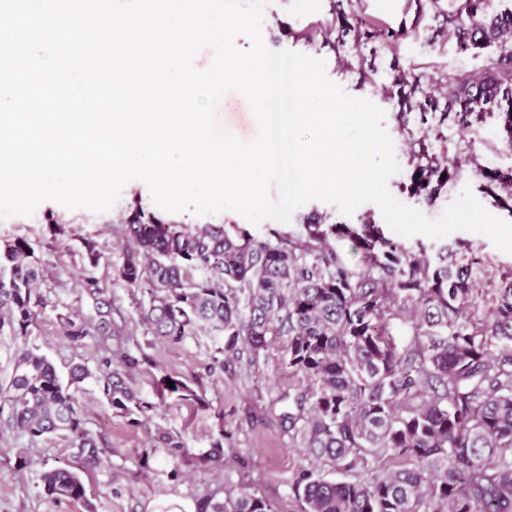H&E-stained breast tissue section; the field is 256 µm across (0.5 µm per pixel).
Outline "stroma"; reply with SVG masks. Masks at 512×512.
I'll list each match as a JSON object with an SVG mask.
<instances>
[{
  "instance_id": "stroma-1",
  "label": "stroma",
  "mask_w": 512,
  "mask_h": 512,
  "mask_svg": "<svg viewBox=\"0 0 512 512\" xmlns=\"http://www.w3.org/2000/svg\"><path fill=\"white\" fill-rule=\"evenodd\" d=\"M325 4L326 0H269L263 13L265 45L274 51L307 53L303 43L279 37L276 23L283 20L297 28L307 26L322 14ZM399 57L405 65L435 61L452 70L473 64L470 56L459 52L451 42L431 47L422 40L408 41L402 45ZM217 115L218 126L240 141L250 143L257 138V120L239 91L230 90L221 96ZM385 127L400 166L399 173L388 182L391 194L428 218L439 217L470 184V176L462 175L433 204L411 197L403 190L411 174L405 153L406 134L394 116H386ZM136 200L148 209L155 206L146 184L137 180L125 185L118 201L105 213L70 210L46 201L32 216L0 220V246L23 238L35 249L34 259L43 270L51 303L41 313L30 344L55 364L60 376H67L72 362L93 367L99 357L92 341L73 344L63 335L64 316H96L92 302L82 292L86 270H93L108 288L114 307L128 319L136 317L135 299L116 275L125 248L116 223ZM89 241L101 254L94 267L85 251ZM286 343V337H277L272 356L258 366L249 367L229 358L222 368L213 371L208 368L215 347L211 337L193 336L177 345L156 343L150 351L151 364L138 370L134 386L159 408L138 425L115 413L98 393L95 382L86 380L77 398L88 428L112 461L111 467L96 471H83L76 449L62 437L29 445L26 438L5 427L6 416L0 412V512H86V504L42 495L40 477L55 466L80 473L88 504H93L96 512H159L163 507L168 512H197L203 498L212 495L221 499L243 487L269 499L277 512H299L290 483L309 461L294 447L281 421L288 408L286 394L297 382L278 358ZM170 381L187 383L201 395V402L190 405L182 401L178 393L167 390ZM223 426L234 431V443L225 447L222 465L204 464L202 455ZM160 429L181 436L185 449L180 456L164 460L153 453V439ZM21 451L26 454L27 464L19 470L15 461Z\"/></svg>"
}]
</instances>
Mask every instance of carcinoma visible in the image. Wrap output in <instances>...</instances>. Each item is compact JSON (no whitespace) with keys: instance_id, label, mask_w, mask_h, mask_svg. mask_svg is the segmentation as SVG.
<instances>
[{"instance_id":"cac0c4a2","label":"carcinoma","mask_w":512,"mask_h":512,"mask_svg":"<svg viewBox=\"0 0 512 512\" xmlns=\"http://www.w3.org/2000/svg\"><path fill=\"white\" fill-rule=\"evenodd\" d=\"M325 15L305 29L279 22L284 35L337 55L343 72L377 85L365 69L362 45L383 42L393 54L431 28L455 38L474 68L413 63L393 68L382 100L409 131L413 174L408 192L432 204L470 168L479 191L512 214V169L489 167L475 153L474 126L492 117L512 150V0H407L413 25L394 29L354 8L327 0ZM352 34L345 54L343 35ZM129 243L116 274L136 302L145 338L133 354L122 345L125 326L112 319L108 289L92 273L83 292L98 311L94 323L63 320L72 343L93 339L96 371L75 363L68 384L29 345L48 305L43 272L25 239L0 249V336L22 343L0 400L8 426L31 445L62 435L89 471L108 467L87 428L74 390L92 378L112 410L139 424L156 405L134 388V372L157 342L179 344L205 333L218 342L211 366L224 358L251 366L269 357L272 338L288 337L284 358L299 378L282 415L294 447L311 461L291 481L302 512H512V271L493 287L484 264L462 243L435 255L387 237L372 215L340 224L312 211L288 235L257 237L238 224L195 227L135 206L120 217ZM361 255L353 269L336 241ZM411 327L406 344L390 325ZM231 431L221 428L202 454L220 464ZM162 454L183 441L160 433ZM334 474L337 479L329 478ZM54 500L87 498L79 474L53 467L40 477ZM198 512H275L267 499L242 488L223 500L206 498Z\"/></svg>"}]
</instances>
